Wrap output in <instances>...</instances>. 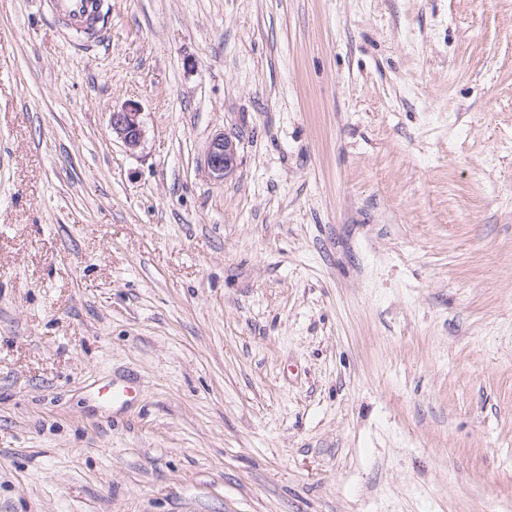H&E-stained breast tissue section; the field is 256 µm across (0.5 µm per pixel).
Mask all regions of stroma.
<instances>
[{
	"label": "stroma",
	"mask_w": 512,
	"mask_h": 512,
	"mask_svg": "<svg viewBox=\"0 0 512 512\" xmlns=\"http://www.w3.org/2000/svg\"><path fill=\"white\" fill-rule=\"evenodd\" d=\"M105 5L0 0V512H507L512 0ZM99 0H53V7L56 16L60 21L74 19L85 21L91 15H96L101 8L98 7ZM103 5V4H99ZM140 112L135 105L126 104L111 112L112 134H115L131 151L137 149L142 139ZM239 145L230 135L222 133L214 137L207 149L204 165L209 175L223 181L238 167Z\"/></svg>",
	"instance_id": "35a3bbf8"
}]
</instances>
